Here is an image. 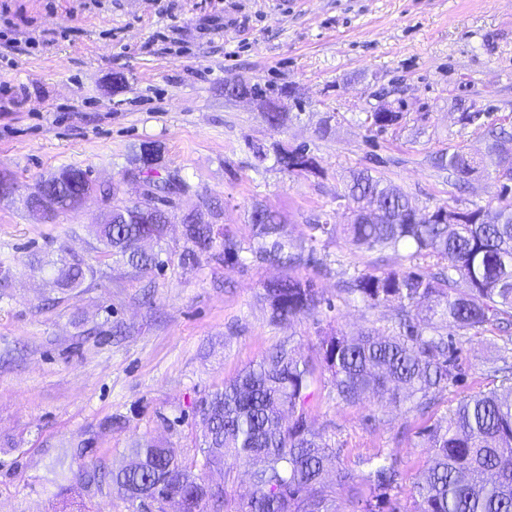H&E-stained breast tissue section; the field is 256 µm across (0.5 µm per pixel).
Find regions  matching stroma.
<instances>
[{
    "label": "stroma",
    "instance_id": "obj_1",
    "mask_svg": "<svg viewBox=\"0 0 512 512\" xmlns=\"http://www.w3.org/2000/svg\"><path fill=\"white\" fill-rule=\"evenodd\" d=\"M122 84H115V75ZM259 84L282 98L288 119L266 123L256 99L227 86ZM402 109L401 125L379 132L366 115ZM477 112L466 124L462 113ZM512 131V0H0V512H53L82 464L76 445L108 416L124 420L93 455L109 471L145 437L196 462V474L224 484L235 512L252 492L245 468L206 466L199 402L275 345L312 357L322 336L361 329L393 334L392 306L345 292L352 277L403 265L345 240L310 243L327 213L346 223L344 187L366 170L406 194L420 213L439 206L490 210L511 203L487 128ZM307 145L320 175H290L253 144ZM160 147V177L179 174L175 221L161 243L162 268L142 272L97 252L94 226L111 204L93 195L52 216L24 199L60 168L90 171L133 203L140 184L124 179L142 144ZM463 149L482 164L462 188L430 163ZM261 203L286 218L281 234L313 261L264 260L248 212ZM199 208L233 235L237 261L207 256L186 264L179 214ZM77 253L94 282L62 289L53 267ZM294 277L321 299L311 316L269 322L265 286ZM458 382L425 417L377 398L337 401L329 376L308 390L312 428L365 473L397 462L396 499L408 506L428 466L420 430L443 422L466 394L496 387L492 368L512 364V342L497 330L454 335Z\"/></svg>",
    "mask_w": 512,
    "mask_h": 512
}]
</instances>
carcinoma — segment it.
I'll list each match as a JSON object with an SVG mask.
<instances>
[{"mask_svg":"<svg viewBox=\"0 0 512 512\" xmlns=\"http://www.w3.org/2000/svg\"><path fill=\"white\" fill-rule=\"evenodd\" d=\"M238 95L260 98L273 111L264 113L267 124L279 128L287 113L277 111L283 88L270 98L261 86L228 88ZM404 113L385 105L368 113L370 126L384 131L400 125ZM158 149L142 145L138 171L149 187L143 200L112 205L97 225V241L105 255H120L141 271L163 264L157 254L140 250L139 241L150 236L160 241L174 218L166 198L185 191L175 177L154 175L160 163H148ZM273 155L279 170L289 174H318L315 158L303 146H282L256 154L260 160ZM433 164L459 181L476 172L481 160L460 149L440 151ZM50 199V213L75 210L95 192L117 197L118 187L101 188L87 171L68 166L43 182ZM343 197L350 201L348 222L332 224L318 219L309 225L310 240L343 237L358 249L383 254L409 249L407 258L433 260L436 271L424 272L411 265L401 269L364 273L347 291L372 303L396 304L400 331L381 336L373 330L356 335L342 332L320 339L318 355L310 360L291 344L281 343L257 364L201 400L196 414L206 428L203 453L206 463L230 468L245 466L253 491L246 506L235 512H399L390 492L401 473L382 464L365 475L338 462L337 449L312 430L304 404L307 390L322 374H329L336 396L353 404L372 395L395 406L408 404L423 416L435 394L457 380L453 345L440 332L452 328L464 335L480 334L490 327L512 324V205L490 211L482 207L466 211L439 206L413 216L409 199L384 178L360 171L352 175ZM184 237L191 244L183 261L201 256L224 261L237 259L241 243L214 224L196 221L195 210L180 217ZM255 236L263 242L265 259L283 257L290 245L281 239L283 218L279 212L255 204L250 212ZM96 270L84 257L72 254L56 269L60 288H78L94 280ZM270 322L278 325L311 315L320 305L310 282L288 277L266 286ZM501 374V388L480 390L459 399L449 409L445 424L420 431L431 452L430 465L416 483L406 512H512V366L494 367ZM123 427L117 417H107L98 429L78 444L84 457L98 447L102 436ZM195 465L169 453L150 438L130 448L129 464L118 471L90 463L83 465L73 499L109 486L121 493L133 512H140L135 494L154 500V512H167L166 499L179 495L186 512H204L209 503L215 512L226 506L224 488H213L194 474ZM341 487L366 484L370 495L355 493L350 510L336 506L329 481Z\"/></svg>","mask_w":512,"mask_h":512,"instance_id":"cac0c4a2","label":"carcinoma"}]
</instances>
